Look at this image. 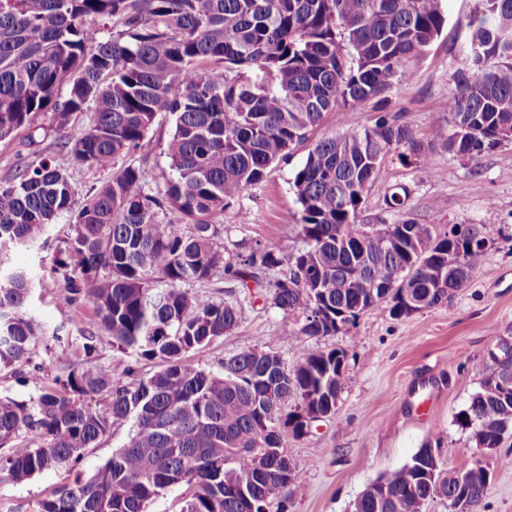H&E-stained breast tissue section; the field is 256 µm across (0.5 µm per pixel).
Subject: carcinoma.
<instances>
[{
  "instance_id": "obj_1",
  "label": "carcinoma",
  "mask_w": 512,
  "mask_h": 512,
  "mask_svg": "<svg viewBox=\"0 0 512 512\" xmlns=\"http://www.w3.org/2000/svg\"><path fill=\"white\" fill-rule=\"evenodd\" d=\"M443 0H0V141L41 113L67 130L70 116L93 122L64 146L112 178L73 209L74 190L50 156L19 158L0 183V240L40 241L67 213L74 236L55 260L64 300L88 304L94 324L122 353L158 362L141 377L134 364H97L88 332L52 382L28 400L0 397V470L22 481L71 472L112 427L128 440L90 478H76L39 503V512H151L162 492L183 487L181 512H285L303 475L279 457L286 434L309 431L307 416L336 409L344 369L331 349L294 367L275 337L207 367L192 357L238 323L237 308L189 292L224 268L258 279L282 264L272 303L301 313L298 338L334 336L336 312L355 325L388 293L399 272L432 308L467 286L487 251L482 224L418 225L383 249L388 224H361L363 197L385 155L423 145L401 116L384 112L357 131L313 145L293 186L301 205L302 249H256L236 265L216 239L224 213L268 169L307 140L327 112L387 98L410 77L407 63L442 32ZM464 23V66L452 75L450 128L432 138L474 159L512 129V0H479ZM112 23L103 38L90 19ZM68 84L65 97L58 90ZM175 115L167 144L171 176L153 191L144 170L117 165L143 147L155 117ZM394 188L385 202L400 213ZM180 215L189 232L170 218ZM30 273L0 274V369L31 362L44 327L28 310ZM476 366L479 388L456 415L477 450L489 454L512 431V342ZM427 443L396 471L367 484L352 512H421L433 499L450 512H480L493 479L478 458L444 470ZM246 486L248 499L227 493Z\"/></svg>"
}]
</instances>
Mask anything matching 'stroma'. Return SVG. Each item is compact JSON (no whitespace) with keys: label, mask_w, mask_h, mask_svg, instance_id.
Instances as JSON below:
<instances>
[{"label":"stroma","mask_w":512,"mask_h":512,"mask_svg":"<svg viewBox=\"0 0 512 512\" xmlns=\"http://www.w3.org/2000/svg\"><path fill=\"white\" fill-rule=\"evenodd\" d=\"M478 5V0H443L447 24L409 63V79L397 83L389 94L390 111L402 113L434 158V166L391 150L359 212L360 222L367 224L399 217L440 231L450 224L484 225L487 252L466 288L435 307L403 318L391 316L382 304L336 335L301 340L296 333L303 316L285 314L272 304L267 275L242 283L220 273L192 288L193 293L221 297L240 310L235 329L198 352L203 365H217L269 336L275 337V351L291 366L320 350L347 353L335 414L314 422L306 436L284 442L304 478V488L291 500L288 512H350L366 484L402 467L429 441L438 443L446 469L478 454L470 432L459 427L454 417L478 388L476 364L487 359L500 339L512 340V140L469 160L431 139L435 128L449 124L445 99L454 90L451 76L462 65L465 38L459 22ZM376 115L370 104L327 113L306 142L293 146L285 159L271 166L262 183L225 212L219 239L223 254L245 256L256 248L276 252L301 246V206L293 180L312 143L369 126ZM37 123L34 135L22 130L0 141V183L11 177L19 155L40 152L55 157L65 168L75 202L83 204L111 178V171L79 164L61 151L64 134L50 117H38ZM174 129L173 115H157L147 132V152L126 157L144 168L150 187L163 186L171 175L165 150ZM397 186L409 191L399 214L389 212L385 204L386 195ZM72 234L70 218L63 215L32 246L0 242V267L23 268L41 280V288L30 298L29 311L46 329L34 348L39 378H32L23 367L1 370L0 395L18 400L35 396L39 382H51L70 356L59 337H67L71 348H77L92 327L87 307L63 301L53 270L57 251ZM66 479L65 473L54 470L23 481L0 472V512H36L39 501Z\"/></svg>","instance_id":"1"}]
</instances>
